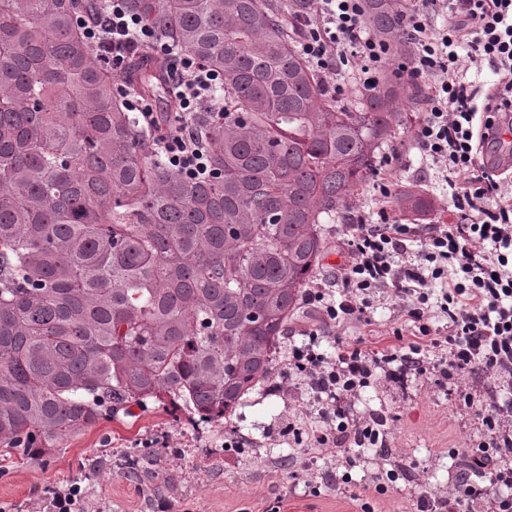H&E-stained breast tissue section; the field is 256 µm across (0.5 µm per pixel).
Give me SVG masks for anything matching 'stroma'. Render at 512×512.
I'll list each match as a JSON object with an SVG mask.
<instances>
[{
    "mask_svg": "<svg viewBox=\"0 0 512 512\" xmlns=\"http://www.w3.org/2000/svg\"><path fill=\"white\" fill-rule=\"evenodd\" d=\"M380 179L416 186L439 206L444 223L454 222L445 177L418 152L383 149ZM402 319L401 307L390 299L346 334L382 349L391 343L390 324ZM273 379L287 381V390L255 396L220 424L193 422L164 397L77 430L42 460L0 457V512H44L54 493L72 485L83 493L85 512H360L375 475L393 464L407 465L410 479L377 500L375 512H416L420 492L451 493L458 462L449 449L481 434L472 410L448 387L424 376L403 382L380 376L354 411L387 415L385 445L357 449V464L348 470L343 449L306 448L289 437V418L304 427L321 418L308 385L289 375L287 352H280ZM235 438L245 439V446L227 449L226 441ZM137 455L157 458L168 488L153 493L127 476L126 464ZM346 471L348 483L341 480ZM312 482L319 493L309 490Z\"/></svg>",
    "mask_w": 512,
    "mask_h": 512,
    "instance_id": "35a3bbf8",
    "label": "stroma"
}]
</instances>
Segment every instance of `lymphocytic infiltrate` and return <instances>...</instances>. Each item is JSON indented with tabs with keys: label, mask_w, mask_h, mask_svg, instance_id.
Returning a JSON list of instances; mask_svg holds the SVG:
<instances>
[{
	"label": "lymphocytic infiltrate",
	"mask_w": 512,
	"mask_h": 512,
	"mask_svg": "<svg viewBox=\"0 0 512 512\" xmlns=\"http://www.w3.org/2000/svg\"><path fill=\"white\" fill-rule=\"evenodd\" d=\"M108 10L87 23V39L110 53L112 69H126L134 51L151 49L167 64V80L180 111L171 128L158 130L147 100L133 95L131 111L154 130L155 154L190 180L208 178L207 155L187 123L213 97L217 74L188 51L170 45L140 23L125 0H107ZM446 24H439V17ZM404 29L413 45L408 62L395 63L389 44L365 25V0H311L300 24L299 53L322 75L334 96L377 87L390 64L410 81L423 82V117L412 128L411 145L445 173L451 186L452 224L377 223L347 225L339 242L346 256L339 291L318 282L304 302L334 329V354L319 350V331L288 348V369L303 378L320 402L324 424L302 429L288 422L294 440L316 448H375L384 441L386 416L351 413L349 402L377 374L400 380L429 374L452 385L485 432L483 440L454 449L464 465L454 475L455 494L421 497V512H512V397L475 398L465 378L480 373L512 387V163L492 153L498 132L512 133V0H426L405 8ZM490 68L488 87L466 80L470 69ZM424 236L425 254L407 260L414 237ZM394 293L405 318L384 351L364 338L343 336V327L368 320L375 297Z\"/></svg>",
	"instance_id": "1"
}]
</instances>
